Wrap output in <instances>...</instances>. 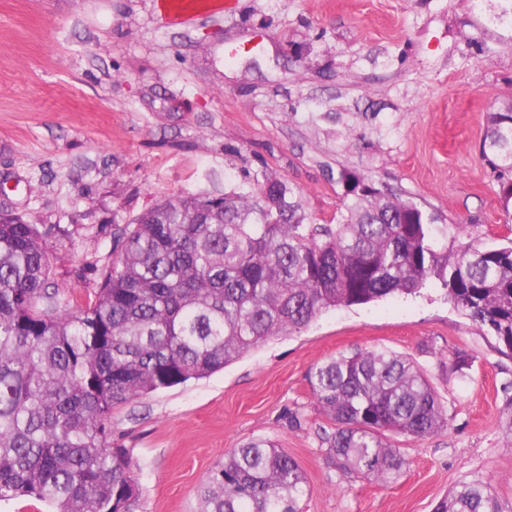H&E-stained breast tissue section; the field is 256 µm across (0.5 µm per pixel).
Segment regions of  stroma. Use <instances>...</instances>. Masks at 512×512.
Wrapping results in <instances>:
<instances>
[{
  "label": "stroma",
  "mask_w": 512,
  "mask_h": 512,
  "mask_svg": "<svg viewBox=\"0 0 512 512\" xmlns=\"http://www.w3.org/2000/svg\"><path fill=\"white\" fill-rule=\"evenodd\" d=\"M507 0H236L168 23L154 0H0V210L51 227L60 290L92 292L112 227L175 196L221 194L243 173L292 187L315 223L343 206L341 171L424 204L477 241L512 238L481 145L512 101ZM411 357L447 411L383 485L344 477L336 425L309 375L341 352ZM512 358L443 291L329 309L210 377L114 409L137 467L133 512H196L197 489L251 439L306 473L303 512H434L461 481L512 512Z\"/></svg>",
  "instance_id": "obj_1"
}]
</instances>
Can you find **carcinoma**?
<instances>
[{"instance_id": "1", "label": "carcinoma", "mask_w": 512, "mask_h": 512, "mask_svg": "<svg viewBox=\"0 0 512 512\" xmlns=\"http://www.w3.org/2000/svg\"><path fill=\"white\" fill-rule=\"evenodd\" d=\"M482 157L512 210V103L490 116ZM344 211L311 224L294 189L268 175L224 194L170 197L113 229L120 251L84 303L50 277L52 229L0 211V502L52 512H132L135 465L112 445V410L202 379L330 308L430 285L512 356V243L463 230L349 171ZM309 382L336 424L326 438L345 477L395 482L408 466L385 441L447 426L423 370L385 348L339 353ZM305 472L278 444L250 440L200 486L202 512H301ZM435 512H504L491 487L461 481Z\"/></svg>"}]
</instances>
